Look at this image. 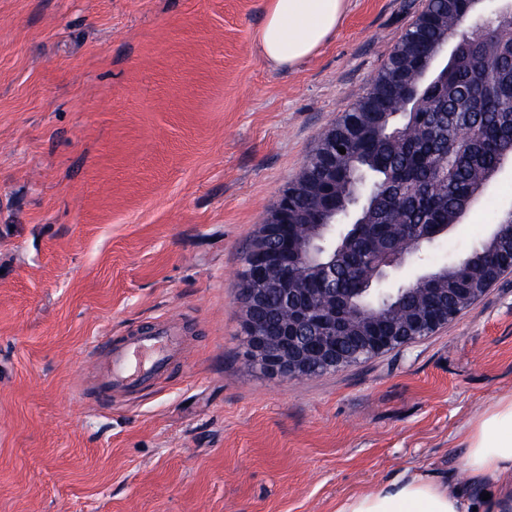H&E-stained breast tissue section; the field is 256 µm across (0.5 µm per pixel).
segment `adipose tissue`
<instances>
[{"instance_id": "obj_1", "label": "adipose tissue", "mask_w": 512, "mask_h": 512, "mask_svg": "<svg viewBox=\"0 0 512 512\" xmlns=\"http://www.w3.org/2000/svg\"><path fill=\"white\" fill-rule=\"evenodd\" d=\"M345 0H270L258 35L263 58L291 67L335 35ZM463 476L407 468L375 488L348 495L336 512H512V395L469 421Z\"/></svg>"}]
</instances>
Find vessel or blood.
I'll return each mask as SVG.
<instances>
[{
	"instance_id": "obj_1",
	"label": "vessel or blood",
	"mask_w": 512,
	"mask_h": 512,
	"mask_svg": "<svg viewBox=\"0 0 512 512\" xmlns=\"http://www.w3.org/2000/svg\"><path fill=\"white\" fill-rule=\"evenodd\" d=\"M187 353L186 341L172 318L129 330L121 341L104 336L84 358L97 379L99 402L109 403L118 392H134L154 384L166 373L172 358Z\"/></svg>"
}]
</instances>
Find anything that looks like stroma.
I'll return each mask as SVG.
<instances>
[{
	"label": "stroma",
	"mask_w": 512,
	"mask_h": 512,
	"mask_svg": "<svg viewBox=\"0 0 512 512\" xmlns=\"http://www.w3.org/2000/svg\"><path fill=\"white\" fill-rule=\"evenodd\" d=\"M269 0H0V512H336L406 468L459 472L512 394V271L432 334L322 375L246 356L243 254L426 0H346L293 68ZM512 165L417 271L488 236ZM161 383L97 402L82 356L162 315Z\"/></svg>",
	"instance_id": "35a3bbf8"
}]
</instances>
